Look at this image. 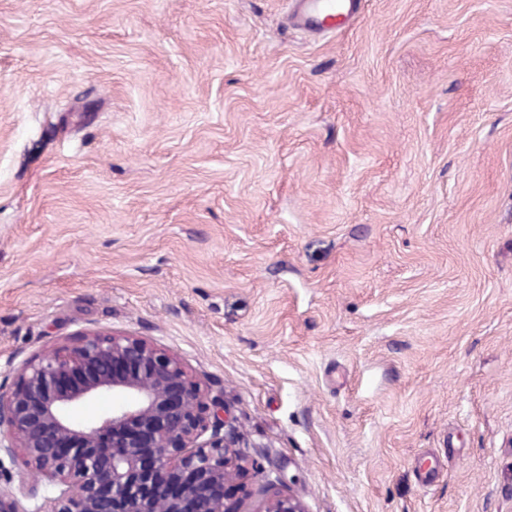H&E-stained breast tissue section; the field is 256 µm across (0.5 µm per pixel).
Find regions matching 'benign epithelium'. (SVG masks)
<instances>
[{"mask_svg": "<svg viewBox=\"0 0 512 512\" xmlns=\"http://www.w3.org/2000/svg\"><path fill=\"white\" fill-rule=\"evenodd\" d=\"M109 415L76 422L98 397ZM66 486L35 512H238L246 452L224 402L167 349L132 334L83 329L33 355L0 387V478L4 458ZM272 497L255 512H309L281 471L256 470ZM0 512H29L0 489Z\"/></svg>", "mask_w": 512, "mask_h": 512, "instance_id": "benign-epithelium-1", "label": "benign epithelium"}]
</instances>
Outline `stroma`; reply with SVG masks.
Wrapping results in <instances>:
<instances>
[{
	"label": "stroma",
	"mask_w": 512,
	"mask_h": 512,
	"mask_svg": "<svg viewBox=\"0 0 512 512\" xmlns=\"http://www.w3.org/2000/svg\"><path fill=\"white\" fill-rule=\"evenodd\" d=\"M0 0V385L177 354L309 512H512V0ZM293 26L312 35H329L346 29L356 18L361 0H295Z\"/></svg>",
	"instance_id": "obj_1"
}]
</instances>
